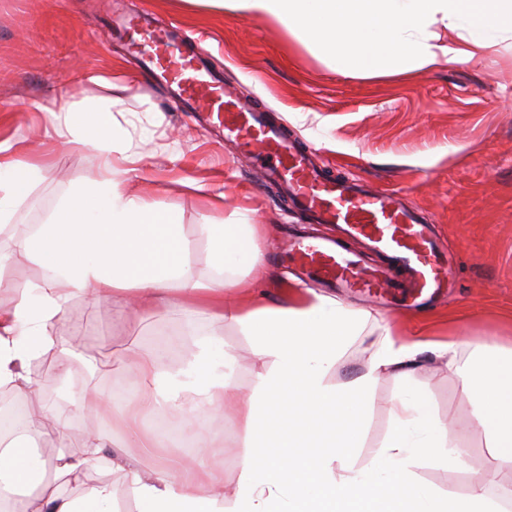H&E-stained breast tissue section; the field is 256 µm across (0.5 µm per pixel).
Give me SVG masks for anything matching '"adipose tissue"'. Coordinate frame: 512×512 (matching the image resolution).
<instances>
[{"mask_svg":"<svg viewBox=\"0 0 512 512\" xmlns=\"http://www.w3.org/2000/svg\"><path fill=\"white\" fill-rule=\"evenodd\" d=\"M202 2L275 20L331 68L361 78L470 62L512 33V0ZM437 23L447 36L433 32ZM108 116L95 107L45 112L51 124L64 126L71 143L98 151L100 170L73 188L46 223L17 239V250L42 267L39 281L15 284L0 256V291L13 297L10 308H0V388L21 397L31 393V362L50 350L56 375L67 376L72 353L56 349L48 329L74 298L119 302L129 293L138 307L153 312L172 307L178 292L197 293L193 313L249 338L254 363L248 387L232 384L224 361L206 353L178 371L181 389H158L159 352L132 346L124 369L135 388L114 408L145 448L154 442L141 434L140 414L170 410L176 428L193 429L202 458L213 446L209 419L224 412L242 433L241 471L229 486L222 472L201 466L189 471L174 464L147 476L140 464L115 460L111 482L75 495L35 497L49 471L61 482L80 484L108 440L98 431L76 432L80 414L46 403L42 413L58 449L43 455L28 430L0 435V501L28 502L31 512H113L119 485L138 512H503L488 488L512 484V349L476 344L463 360L457 343L435 345L473 405L471 425L484 435L492 463L462 494L420 479L417 467L436 461L455 472L466 456L423 392L408 382L421 345L396 339L389 323L371 311L317 292L290 304L266 303L257 291L264 269L255 224L201 225L213 275L198 279L178 210L146 202L128 171L113 166L121 133ZM49 169L0 144L1 224L13 218L22 189L42 182ZM228 288L236 291V303H225ZM356 343L368 346V362L353 377H335ZM383 377L396 384L393 426L358 466L351 458L364 437L373 388Z\"/></svg>","mask_w":512,"mask_h":512,"instance_id":"ef3b65f1","label":"adipose tissue"}]
</instances>
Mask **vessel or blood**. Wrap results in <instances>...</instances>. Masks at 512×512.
<instances>
[{
    "instance_id": "1",
    "label": "vessel or blood",
    "mask_w": 512,
    "mask_h": 512,
    "mask_svg": "<svg viewBox=\"0 0 512 512\" xmlns=\"http://www.w3.org/2000/svg\"><path fill=\"white\" fill-rule=\"evenodd\" d=\"M128 35L138 36L140 64L173 91L176 106L207 113L225 138L254 152L262 183L285 189L293 206L315 223L341 227L346 235L368 242L399 269H362L338 242L330 239L289 242V262L308 277L369 296L433 297L449 277L448 249L425 224L418 210L406 207L398 190H368L347 179L332 178L310 162L309 149L280 124L268 120L264 107L221 97L219 78L189 45L173 42L167 29L142 15L129 16Z\"/></svg>"
}]
</instances>
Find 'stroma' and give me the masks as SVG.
<instances>
[{
    "mask_svg": "<svg viewBox=\"0 0 512 512\" xmlns=\"http://www.w3.org/2000/svg\"><path fill=\"white\" fill-rule=\"evenodd\" d=\"M145 9L161 22L181 25L210 66L240 100L262 103L274 121L315 149L313 162L336 177L369 188L402 189L407 206L421 208L448 247L452 276L446 295L427 309L408 311L356 293L343 303L370 309L389 321L405 342L487 341L512 346V38L472 62L420 68L405 74L355 78L336 72L299 43L280 23L218 10L200 0H0V141L48 160L46 180L29 189L8 226L0 229V253L8 276L37 279L40 266L12 255L16 237L44 223L73 187L99 170L96 150L65 143L41 111L56 102L80 108L113 100L112 124L123 138L115 165L137 155L140 188L150 200L178 208L192 244L194 272L210 277L208 242L200 227L245 219L260 225L257 245L269 275L262 292L270 301H292L305 285L298 268L280 259L291 229L321 234L303 213L262 185L252 159L193 113L176 110L164 86L150 84L135 66L115 14ZM230 203L218 208L213 197ZM90 342L78 350L57 396L65 407L96 416L112 440L105 458L142 456L143 451L112 418L111 405L95 401L107 385L128 386L117 358L132 340L147 344L168 336L165 361L180 365L193 355L231 349L232 378L247 387L252 353L245 336L205 320L186 326L176 310L150 316L118 312L116 304L77 299ZM440 419L468 430L466 466L451 473L432 464L421 478L443 491L466 492L490 464L482 433L469 431L473 407L456 375L432 353L413 372ZM391 379L372 394L366 440L368 458L391 428ZM224 416L209 430L215 446L205 459L226 480L239 473L242 449L224 445Z\"/></svg>",
    "mask_w": 512,
    "mask_h": 512,
    "instance_id": "1",
    "label": "stroma"
}]
</instances>
